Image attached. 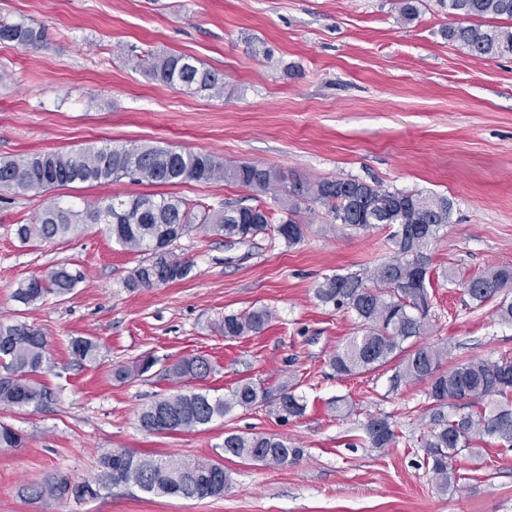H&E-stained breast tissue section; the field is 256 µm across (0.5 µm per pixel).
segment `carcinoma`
Returning <instances> with one entry per match:
<instances>
[{
    "instance_id": "carcinoma-1",
    "label": "carcinoma",
    "mask_w": 512,
    "mask_h": 512,
    "mask_svg": "<svg viewBox=\"0 0 512 512\" xmlns=\"http://www.w3.org/2000/svg\"><path fill=\"white\" fill-rule=\"evenodd\" d=\"M448 13L466 19V24L448 28V40L471 56L495 58L512 55V0H448ZM483 19H503L509 25L483 24ZM0 41L25 49H37L47 41L46 29L24 21L0 19ZM136 64L153 80L173 89L201 93H224V77L197 58L183 53L156 54L145 51ZM130 178L134 181L177 184L230 181L255 192L269 194L273 207L263 204L233 205L222 210L197 209L182 198L142 196L129 201L113 199L108 211L85 206L52 203L36 216L34 223L21 224L17 236L26 242L37 238H64L86 224H105L122 249L144 255L128 279L129 288H152L182 280L191 264L174 254L170 245L191 225L224 237L232 245L246 243L260 234L279 239L292 247L304 238L302 209L319 204L340 224L367 230L377 226L390 229L393 255L373 269H360L324 277L314 288L323 305L352 314L356 335L349 337L329 358L338 376L369 372L391 363L397 371L393 386L403 382L429 383L427 398L429 430L421 448L437 488L457 490L461 476L456 462L465 457L476 460L482 440L491 438L502 447H512V356L472 359L448 370L442 369L448 354L444 347L422 343L430 309L432 287L428 251L440 228L449 223L451 205L445 196L421 192L390 191L355 178L323 179L309 182L288 178L284 172L260 163L226 166L209 153L178 152L151 145L88 147L75 153L40 152L0 161V192L40 196L55 187L80 182H102ZM282 216L274 220V212ZM80 271L54 266L22 282L14 298L35 305L49 295L63 296L82 280ZM470 299L478 305L512 290V264L493 265L463 283ZM272 319L261 307L243 314H228L220 325L224 336L239 338L261 333ZM99 346L87 337L70 342V354L78 361L92 360ZM154 358L120 366L113 377L126 381L150 372ZM49 367L42 332L26 323L0 322V407L38 411L55 399V393L38 379ZM213 371L202 355L184 357L159 372L163 379L182 389L163 395L139 416L140 427L149 433L202 431L237 409L264 405L278 419L302 417L307 409L298 383L286 380L277 387L264 388L242 382L220 396L188 384L205 380ZM497 400L483 404L485 398ZM466 402V413L445 412ZM365 434L374 448H389L397 433L388 417H373ZM25 435L0 423V448L24 444ZM222 452L244 463L283 467L301 456V449L277 434L228 432ZM101 470L70 488L71 477L56 474L39 484H24L20 494L28 500L66 501L69 498L97 499L115 487L136 488L157 496L191 499L224 496L227 477L224 464L215 459L160 458L128 451L105 453Z\"/></svg>"
}]
</instances>
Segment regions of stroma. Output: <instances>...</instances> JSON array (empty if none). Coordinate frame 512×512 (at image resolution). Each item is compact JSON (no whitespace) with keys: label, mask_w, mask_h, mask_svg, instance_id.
Segmentation results:
<instances>
[{"label":"stroma","mask_w":512,"mask_h":512,"mask_svg":"<svg viewBox=\"0 0 512 512\" xmlns=\"http://www.w3.org/2000/svg\"><path fill=\"white\" fill-rule=\"evenodd\" d=\"M0 17L48 35L35 51L0 42V69L12 75L0 83V160L159 145L311 182L352 177L448 197L449 222L429 251L432 305L422 340L447 347V369L512 354V323L462 286L512 264V56L460 52L444 36L458 19L440 0H419L410 21L398 0H0ZM135 46L194 56L223 73V94L152 81L131 55ZM153 194L214 208L256 202L255 192L227 181L124 178L39 197L0 194V321L41 330L53 368L39 379L57 396L37 412L0 409V422L26 437L21 447L0 448V512H512V449L490 444L480 462L460 460L458 489L441 493L418 443L427 432L426 383L392 387L391 365L342 378L329 366L357 322L319 303L314 289L326 276L387 261L388 229L335 223L317 205L292 247L264 235L229 246L192 228L172 245L190 261L189 276L137 289L125 282L141 257L115 244L105 225L43 242L16 234L52 201L83 206ZM54 265L80 270L83 281L34 306L14 300L19 283ZM260 307L273 314L263 332L224 337L225 315ZM79 336L97 342L96 360L73 359L69 343ZM145 355L162 364L207 357L214 370L201 386L219 395L243 381L273 388L294 378L307 411L283 422L255 406L202 432H145L140 411L175 384L113 377ZM336 397L353 405L351 416L336 417ZM377 414L398 435L385 450L365 438ZM229 431L276 433L303 455L274 468L224 457L230 484L220 498L117 487L93 501L46 504L18 494L57 473L90 477L101 455L117 449L211 459Z\"/></svg>","instance_id":"obj_1"}]
</instances>
